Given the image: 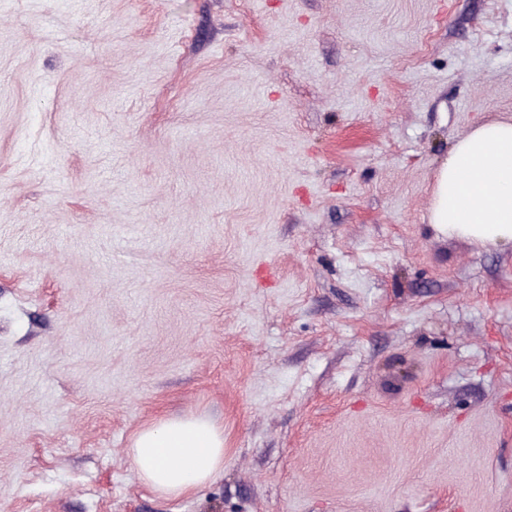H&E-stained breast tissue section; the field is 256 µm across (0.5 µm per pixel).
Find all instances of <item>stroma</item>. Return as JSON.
Listing matches in <instances>:
<instances>
[{"instance_id": "obj_1", "label": "stroma", "mask_w": 512, "mask_h": 512, "mask_svg": "<svg viewBox=\"0 0 512 512\" xmlns=\"http://www.w3.org/2000/svg\"><path fill=\"white\" fill-rule=\"evenodd\" d=\"M502 120L512 0H0V512H512V245L429 222ZM129 456L143 482L180 497L224 470V431L205 417L167 418L139 430Z\"/></svg>"}]
</instances>
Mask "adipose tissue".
Returning a JSON list of instances; mask_svg holds the SVG:
<instances>
[{"label": "adipose tissue", "instance_id": "ef3b65f1", "mask_svg": "<svg viewBox=\"0 0 512 512\" xmlns=\"http://www.w3.org/2000/svg\"><path fill=\"white\" fill-rule=\"evenodd\" d=\"M429 222L485 247L512 242V122L477 125L441 163ZM129 456L164 496L196 491L224 469V432L204 417H171L139 430Z\"/></svg>", "mask_w": 512, "mask_h": 512}]
</instances>
